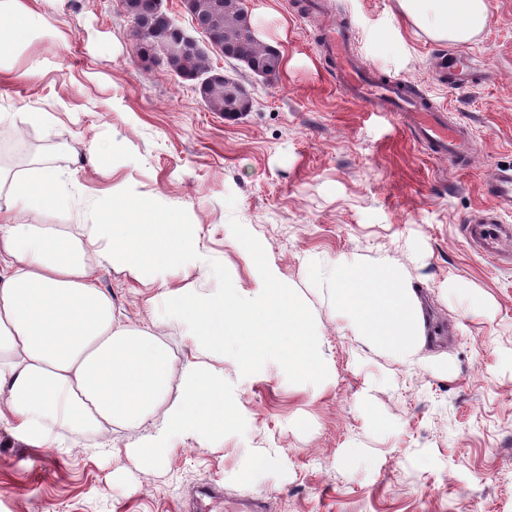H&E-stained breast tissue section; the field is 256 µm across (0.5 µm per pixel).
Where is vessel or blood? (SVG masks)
<instances>
[{
  "mask_svg": "<svg viewBox=\"0 0 512 512\" xmlns=\"http://www.w3.org/2000/svg\"><path fill=\"white\" fill-rule=\"evenodd\" d=\"M322 48L335 63L338 86L349 96L396 113L404 128L434 154L457 166L468 163L473 143L464 128L449 124L445 108L424 95L407 91L405 82L375 75L360 61L351 31L341 27L328 30ZM435 71L453 89L469 88L486 78L471 59L453 53L439 57ZM482 194L485 206L477 208L465 222L471 238L483 249L496 253L504 239L494 234L493 226L499 215L512 213V167L497 169L484 183Z\"/></svg>",
  "mask_w": 512,
  "mask_h": 512,
  "instance_id": "b4317fda",
  "label": "vessel or blood"
}]
</instances>
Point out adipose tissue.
I'll return each instance as SVG.
<instances>
[{
	"instance_id": "adipose-tissue-1",
	"label": "adipose tissue",
	"mask_w": 512,
	"mask_h": 512,
	"mask_svg": "<svg viewBox=\"0 0 512 512\" xmlns=\"http://www.w3.org/2000/svg\"><path fill=\"white\" fill-rule=\"evenodd\" d=\"M397 4L414 26L451 44L474 39L488 19L485 0ZM43 23L20 0H0V44L24 45ZM73 197L63 172L41 162L0 170V422L16 421L29 443L51 447L58 429L142 431L125 456H113L118 475L125 458L154 465L175 438L208 440L242 423L240 406L224 397V373L216 366L224 355L245 374L275 361L296 377L326 378L316 323L251 241L239 244L252 259L254 291L232 282L206 296L172 290L171 270L199 266L195 225L153 196L123 195L92 201L77 237L46 222ZM112 266L151 279L198 360L175 367L159 337L162 320L117 321L111 297L97 284L99 269ZM308 274L333 283L342 329L399 358L424 346L422 305L398 267L345 259L311 266ZM159 409L164 421L150 428Z\"/></svg>"
}]
</instances>
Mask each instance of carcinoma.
Masks as SVG:
<instances>
[{
    "label": "carcinoma",
    "instance_id": "cac0c4a2",
    "mask_svg": "<svg viewBox=\"0 0 512 512\" xmlns=\"http://www.w3.org/2000/svg\"><path fill=\"white\" fill-rule=\"evenodd\" d=\"M126 12L138 27L136 39L142 60L150 59L159 42L178 36L182 28L158 8L156 0H123ZM199 29L213 47H229L232 60H249L267 77H275L282 68V56L274 55L254 43L249 34L242 0H202L200 7L190 13ZM175 76L194 81L206 105L224 116H236L252 108L251 98L242 91L240 82L232 77L220 82H206L202 75L209 72L208 59L198 44L189 41L180 58L165 61Z\"/></svg>",
    "mask_w": 512,
    "mask_h": 512
}]
</instances>
